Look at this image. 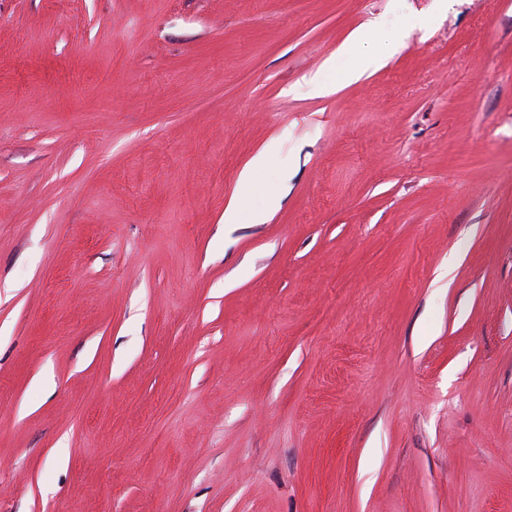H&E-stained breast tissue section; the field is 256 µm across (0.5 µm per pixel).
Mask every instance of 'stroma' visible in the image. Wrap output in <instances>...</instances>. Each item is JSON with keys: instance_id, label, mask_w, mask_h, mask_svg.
<instances>
[{"instance_id": "35a3bbf8", "label": "stroma", "mask_w": 512, "mask_h": 512, "mask_svg": "<svg viewBox=\"0 0 512 512\" xmlns=\"http://www.w3.org/2000/svg\"><path fill=\"white\" fill-rule=\"evenodd\" d=\"M0 512H512V0H0Z\"/></svg>"}]
</instances>
